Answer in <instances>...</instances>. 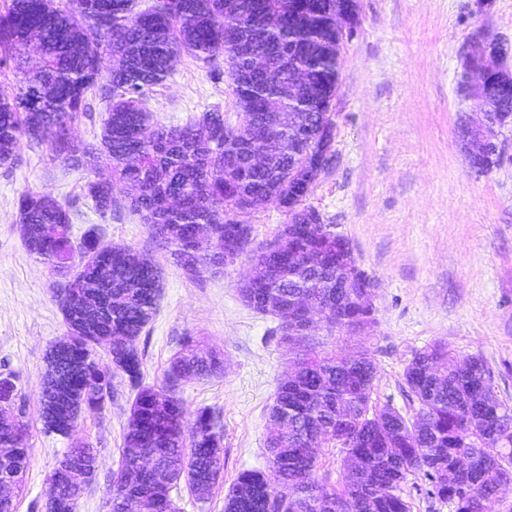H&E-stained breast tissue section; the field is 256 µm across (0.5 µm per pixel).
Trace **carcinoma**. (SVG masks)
<instances>
[{
	"mask_svg": "<svg viewBox=\"0 0 512 512\" xmlns=\"http://www.w3.org/2000/svg\"><path fill=\"white\" fill-rule=\"evenodd\" d=\"M291 0H9L0 10V69L22 74L12 95L0 94V167L18 162L21 139L49 148L52 159L95 176L84 196L107 215L127 200L157 245L185 268L216 272L238 255L224 253L237 227L236 205L261 198L288 209L302 203L298 219L276 234V248L252 252L256 276L238 288L242 302L279 321L283 339L303 345L279 382L269 409L265 452L270 473L243 471L224 496V512H412L403 495L408 477L428 481L452 512H494L493 472L512 484V405L494 394L492 376L474 356L440 344L416 353L403 373V389L419 409L411 418L385 408L370 410L375 366L360 349L347 356L318 350L297 335V302L314 298L328 311L327 327L347 331L374 320L346 288L336 253L347 239L330 225L311 222L313 207L296 194L289 168L303 151L288 134L289 112L311 126L322 116L320 96L336 97L339 81L336 10L347 0H305L314 16L288 24ZM221 75L231 68L240 115L276 150L253 167L241 136L215 108L183 125L150 123L149 94L174 72L181 56ZM309 76L299 97H288V71ZM109 105L97 143H77L73 126L91 117L92 98ZM112 171L108 179L97 174ZM28 253L58 281L63 313L80 315L88 330L67 333L51 346L40 384L43 430L70 436L77 416L102 410L120 374L136 390L112 476V512H178L172 491L185 484L201 503L224 470L223 434L204 407L194 426L183 424L176 386L183 380L223 375L221 353L188 337L170 361L161 386L143 384L137 340L152 320L159 297L158 268L135 248L104 244L98 229L79 240L71 215L57 201L26 191L18 199ZM301 261L288 264V250ZM108 341V361L93 344ZM25 404L12 377L0 378V480L21 487L28 467ZM332 443L343 454L335 482L318 480L315 449ZM153 462L141 471L139 462ZM96 465V451L75 442L48 478L46 512H73L80 495L69 482L76 467Z\"/></svg>",
	"mask_w": 512,
	"mask_h": 512,
	"instance_id": "obj_1",
	"label": "carcinoma"
}]
</instances>
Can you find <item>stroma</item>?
<instances>
[{
    "instance_id": "35a3bbf8",
    "label": "stroma",
    "mask_w": 512,
    "mask_h": 512,
    "mask_svg": "<svg viewBox=\"0 0 512 512\" xmlns=\"http://www.w3.org/2000/svg\"><path fill=\"white\" fill-rule=\"evenodd\" d=\"M356 32L339 49V86L333 106L335 154L307 198L352 247L357 267L376 284V325L354 338L313 329L309 341L347 352L361 345L376 367L372 403L404 416L412 408L403 372L416 352L442 343L480 357L494 392L512 404V125L498 137L499 164L471 169L458 130L482 115L458 83L462 48L477 29L512 49V0H360ZM154 121L182 125L221 109L229 123L239 109L228 75L212 78L204 65L182 56L173 74L151 93ZM18 162L0 167V375H13L30 423L29 466L16 512H44L47 477L71 442L96 450L93 480L74 512H110L108 489L134 399L115 377L105 408L84 412L71 438L45 434L39 386L44 356L66 332L53 297L55 279L22 240L17 201L25 190L70 207L72 230L101 227L108 242L132 245L159 268L158 309L144 328L143 376L165 379L169 362L190 336L224 358L223 377L180 385L184 423L212 408L224 428V473L207 503L180 488L183 512H224V495L239 473L267 470L268 412L288 369V346L275 317L247 307L237 288L252 268L239 257L218 274L193 276L151 238L128 208L101 216L83 195L86 173L51 161L46 148L20 140Z\"/></svg>"
}]
</instances>
